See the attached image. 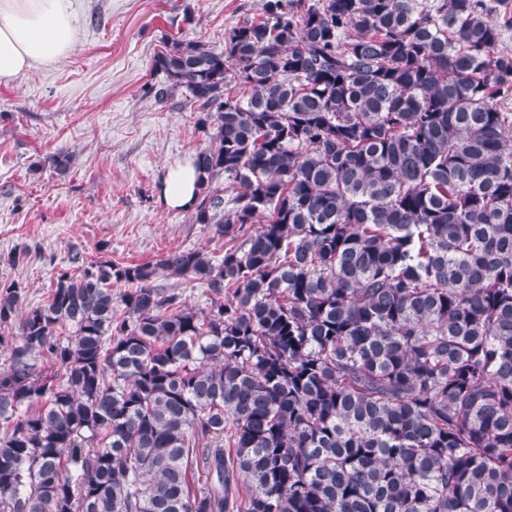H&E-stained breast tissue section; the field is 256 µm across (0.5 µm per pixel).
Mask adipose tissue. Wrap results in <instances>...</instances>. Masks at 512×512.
Wrapping results in <instances>:
<instances>
[{
    "label": "adipose tissue",
    "instance_id": "adipose-tissue-1",
    "mask_svg": "<svg viewBox=\"0 0 512 512\" xmlns=\"http://www.w3.org/2000/svg\"><path fill=\"white\" fill-rule=\"evenodd\" d=\"M76 35L71 0H0V82L69 57ZM196 183L191 163L168 168L162 185L165 207L189 209Z\"/></svg>",
    "mask_w": 512,
    "mask_h": 512
}]
</instances>
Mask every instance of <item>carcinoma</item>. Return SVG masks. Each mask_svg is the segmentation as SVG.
I'll use <instances>...</instances> for the list:
<instances>
[{
	"label": "carcinoma",
	"instance_id": "carcinoma-1",
	"mask_svg": "<svg viewBox=\"0 0 512 512\" xmlns=\"http://www.w3.org/2000/svg\"><path fill=\"white\" fill-rule=\"evenodd\" d=\"M507 5L266 0L165 44L224 255L0 282V512H512ZM156 284L170 286L178 285L183 289L187 304L195 308H205L207 306L208 295L204 293V288L190 281L188 277H167L165 274L160 275Z\"/></svg>",
	"mask_w": 512,
	"mask_h": 512
}]
</instances>
